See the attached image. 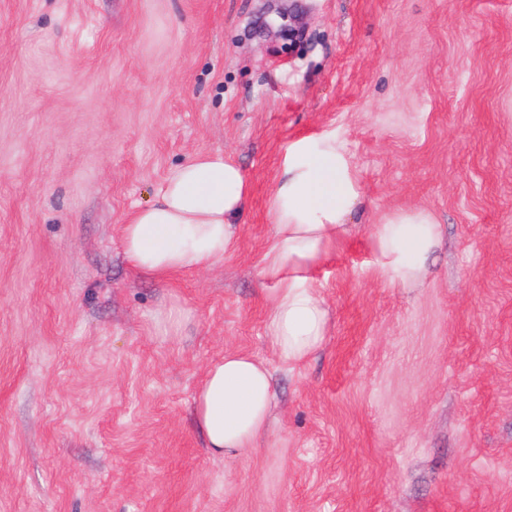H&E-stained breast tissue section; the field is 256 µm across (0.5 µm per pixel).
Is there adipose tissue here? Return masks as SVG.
<instances>
[{
  "mask_svg": "<svg viewBox=\"0 0 512 512\" xmlns=\"http://www.w3.org/2000/svg\"><path fill=\"white\" fill-rule=\"evenodd\" d=\"M249 191L228 155L196 154L174 167L154 200L124 224L127 261L158 280L213 267L233 248ZM360 197L356 172L335 138H303L289 146L272 193L274 242L260 271L275 285L267 334L283 361L301 362L325 340L328 313L310 274L353 239L356 229L346 218ZM438 243L439 226L424 208L383 215L365 238L383 274L405 287L423 283ZM273 406L269 368L234 351L209 366L194 396L197 427L207 448L221 457L236 456L264 437Z\"/></svg>",
  "mask_w": 512,
  "mask_h": 512,
  "instance_id": "1",
  "label": "adipose tissue"
}]
</instances>
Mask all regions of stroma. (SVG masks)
Segmentation results:
<instances>
[{
  "mask_svg": "<svg viewBox=\"0 0 512 512\" xmlns=\"http://www.w3.org/2000/svg\"><path fill=\"white\" fill-rule=\"evenodd\" d=\"M319 136L363 198L289 364L259 271ZM215 150L250 184L232 254L139 275L123 224ZM410 208L440 226L419 288L364 245ZM228 350L276 398L233 458L192 403ZM0 512H512V0H0Z\"/></svg>",
  "mask_w": 512,
  "mask_h": 512,
  "instance_id": "1",
  "label": "stroma"
}]
</instances>
